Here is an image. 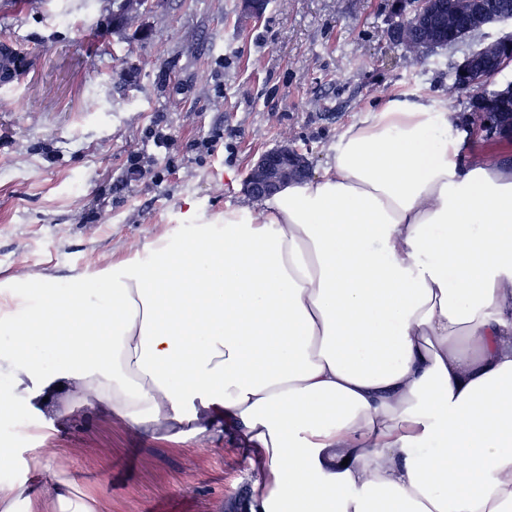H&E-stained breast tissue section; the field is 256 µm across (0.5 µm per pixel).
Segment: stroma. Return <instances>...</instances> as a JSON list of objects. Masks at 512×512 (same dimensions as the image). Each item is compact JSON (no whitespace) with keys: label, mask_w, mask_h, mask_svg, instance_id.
Listing matches in <instances>:
<instances>
[{"label":"stroma","mask_w":512,"mask_h":512,"mask_svg":"<svg viewBox=\"0 0 512 512\" xmlns=\"http://www.w3.org/2000/svg\"><path fill=\"white\" fill-rule=\"evenodd\" d=\"M122 0H0V38L20 52L0 87V281L96 282L112 262L179 241L184 213L208 220L259 200L258 156L287 142L322 174L347 127L389 98L449 96L462 51L415 59L391 41L389 0H161L123 27ZM169 139L155 147L148 133ZM41 425L10 481L41 490L65 457L99 512H255L252 465L232 436L176 450L58 397L0 418V444Z\"/></svg>","instance_id":"obj_1"}]
</instances>
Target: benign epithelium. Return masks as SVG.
<instances>
[{
  "instance_id": "7a95c632",
  "label": "benign epithelium",
  "mask_w": 512,
  "mask_h": 512,
  "mask_svg": "<svg viewBox=\"0 0 512 512\" xmlns=\"http://www.w3.org/2000/svg\"><path fill=\"white\" fill-rule=\"evenodd\" d=\"M241 13L247 18H259L266 11V0H240ZM391 34L393 38L410 47L415 58L420 59L432 51L429 41H415L407 37L411 30L436 33L451 16H462L479 34V42L459 63L457 73L465 84L484 70L485 49L496 46L501 51V65L512 63V31L492 38L489 29L496 25L512 23V0L491 7L485 0H392L390 4ZM308 157L293 145L285 142L259 156L245 178L246 191L256 198L271 197L290 181H301L311 175Z\"/></svg>"
}]
</instances>
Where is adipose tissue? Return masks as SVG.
Segmentation results:
<instances>
[{
    "label": "adipose tissue",
    "instance_id": "adipose-tissue-1",
    "mask_svg": "<svg viewBox=\"0 0 512 512\" xmlns=\"http://www.w3.org/2000/svg\"><path fill=\"white\" fill-rule=\"evenodd\" d=\"M457 112L392 100L323 174L259 213L228 208L177 245L43 284L0 350V412L59 388L139 433H233L263 512H512V164L469 151ZM0 512H97L70 465ZM31 351L43 360V369L47 374H53L64 364V358L50 346L37 343L31 344Z\"/></svg>",
    "mask_w": 512,
    "mask_h": 512
}]
</instances>
